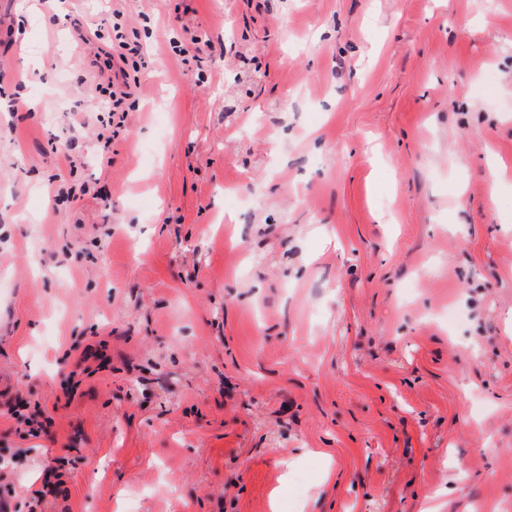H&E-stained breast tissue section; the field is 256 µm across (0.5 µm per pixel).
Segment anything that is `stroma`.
Returning a JSON list of instances; mask_svg holds the SVG:
<instances>
[{"mask_svg": "<svg viewBox=\"0 0 512 512\" xmlns=\"http://www.w3.org/2000/svg\"><path fill=\"white\" fill-rule=\"evenodd\" d=\"M102 8L0 21V501L60 457L45 512H512V0H128L107 146ZM183 30L189 33L190 36L179 40L172 38L170 44L173 51L179 56L181 64L186 68V71H189L191 63L195 62L198 65L202 62L208 43L207 40L203 39V36L191 34L187 27ZM119 71L122 76L121 83L108 81L106 87H104L102 83H97L95 85V93L98 95L99 99L104 101V107L100 112H108L107 121H104V118H102L101 115L96 116L97 122L100 123L97 138L104 141L105 146L110 144L112 141V122H114V116L117 112H122L116 126L124 122V113L127 112L125 108V100L133 94L131 91V85L127 81L128 77L124 67L119 66ZM117 128H120V126ZM106 133L109 134L107 135Z\"/></svg>", "mask_w": 512, "mask_h": 512, "instance_id": "1", "label": "stroma"}]
</instances>
